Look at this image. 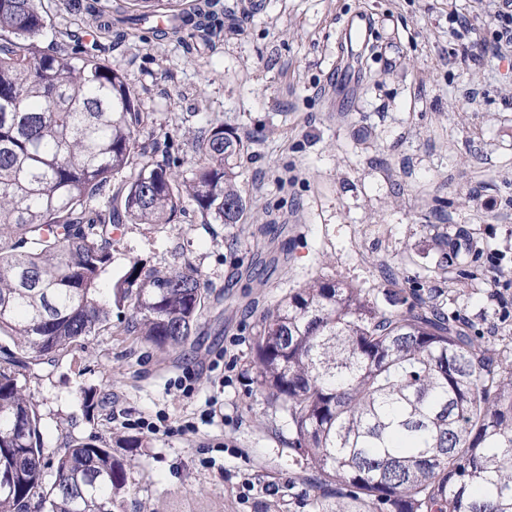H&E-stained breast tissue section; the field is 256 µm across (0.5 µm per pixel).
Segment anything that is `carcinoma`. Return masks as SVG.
Returning <instances> with one entry per match:
<instances>
[{
    "instance_id": "1",
    "label": "carcinoma",
    "mask_w": 512,
    "mask_h": 512,
    "mask_svg": "<svg viewBox=\"0 0 512 512\" xmlns=\"http://www.w3.org/2000/svg\"><path fill=\"white\" fill-rule=\"evenodd\" d=\"M41 0H0V335L14 365L51 360L130 310L126 331L176 350L206 302L198 276L130 262L112 287V225L169 224L186 200L207 224H238L247 199L238 159L249 149L222 125L182 177L124 71L87 50L39 43ZM217 0H92L97 28L155 18L172 33H214ZM382 310L360 288L314 278L281 299L255 340L256 382L288 416L293 448L323 477L313 512H512V369L465 323L394 292ZM40 415L16 373L0 367V512H124L125 464L74 440L52 483Z\"/></svg>"
}]
</instances>
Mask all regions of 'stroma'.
Here are the masks:
<instances>
[{
    "mask_svg": "<svg viewBox=\"0 0 512 512\" xmlns=\"http://www.w3.org/2000/svg\"><path fill=\"white\" fill-rule=\"evenodd\" d=\"M87 2L42 0V44L119 65L151 115L139 140L167 139L183 176L212 125L248 140V209L208 224L188 200L173 223L114 227L113 277L134 258L191 271L207 304L177 351L125 333L116 315L55 362L29 360L18 379L48 456L106 442L130 466L126 512H311L314 473L253 361L263 316L317 277L382 305L419 289L512 366V56L497 54L481 0H220L211 38L103 34ZM453 14L469 18L465 37ZM189 371L187 397L174 382ZM162 414L193 431L137 429Z\"/></svg>",
    "mask_w": 512,
    "mask_h": 512,
    "instance_id": "35a3bbf8",
    "label": "stroma"
}]
</instances>
